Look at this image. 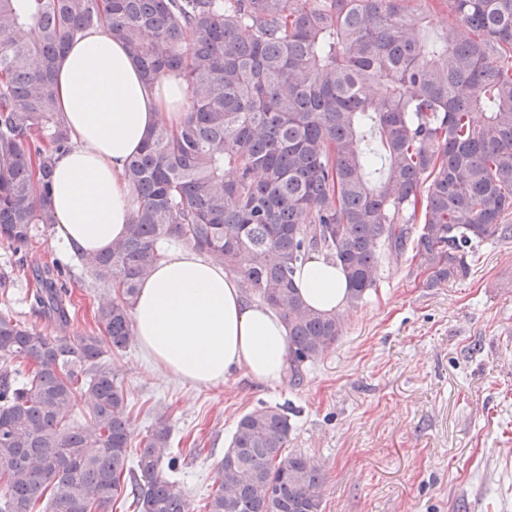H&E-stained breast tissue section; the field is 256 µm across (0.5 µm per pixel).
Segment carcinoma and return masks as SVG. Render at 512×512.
Returning <instances> with one entry per match:
<instances>
[{"label": "carcinoma", "mask_w": 512, "mask_h": 512, "mask_svg": "<svg viewBox=\"0 0 512 512\" xmlns=\"http://www.w3.org/2000/svg\"><path fill=\"white\" fill-rule=\"evenodd\" d=\"M458 30L428 33L413 0H0V240L57 224L53 155L69 147L56 62L102 25L145 80L183 74L190 109L155 126L125 167L138 207L125 235L84 261L118 291L95 312L103 335L47 336L0 315V512H191L171 430L128 460L127 395L109 352L134 338L139 283L177 239L224 264L288 329L292 379L344 332L305 303L293 276L312 255L339 264L348 308L377 287L380 260L412 246L423 283L470 273L468 258L512 239V0H440ZM38 38H29V32ZM68 271L35 273L34 304L62 327ZM89 427L65 426L75 406ZM285 407L240 417L206 512H322L317 462L287 451Z\"/></svg>", "instance_id": "obj_1"}]
</instances>
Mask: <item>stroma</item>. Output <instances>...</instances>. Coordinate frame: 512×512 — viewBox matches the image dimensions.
I'll return each mask as SVG.
<instances>
[{"label": "stroma", "instance_id": "stroma-1", "mask_svg": "<svg viewBox=\"0 0 512 512\" xmlns=\"http://www.w3.org/2000/svg\"><path fill=\"white\" fill-rule=\"evenodd\" d=\"M67 267L70 325L32 308L34 267ZM0 312L48 336L96 332L114 298L58 228L21 248L0 242ZM336 345L300 383L263 386L235 375L219 388L157 372L138 343L110 360L128 394L133 448L158 423L172 433L192 512H204L238 419L266 403L295 409L288 449L326 477L323 512H512V240L480 247L467 278L428 288L409 257L388 260L366 304L348 311Z\"/></svg>", "mask_w": 512, "mask_h": 512}]
</instances>
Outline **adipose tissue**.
<instances>
[{
    "mask_svg": "<svg viewBox=\"0 0 512 512\" xmlns=\"http://www.w3.org/2000/svg\"><path fill=\"white\" fill-rule=\"evenodd\" d=\"M54 89L70 146L54 156L52 208L65 250L96 254L131 223L136 201L125 165L152 127L184 120L186 84L177 73L145 82L124 44L97 27L68 43ZM295 283L312 308L336 315L347 305V279L336 264L309 260ZM131 320L163 375L196 387H218L236 374L265 386L288 382L280 314L247 302L238 279L210 257L184 249L164 254L140 283Z\"/></svg>",
    "mask_w": 512,
    "mask_h": 512,
    "instance_id": "1",
    "label": "adipose tissue"
}]
</instances>
